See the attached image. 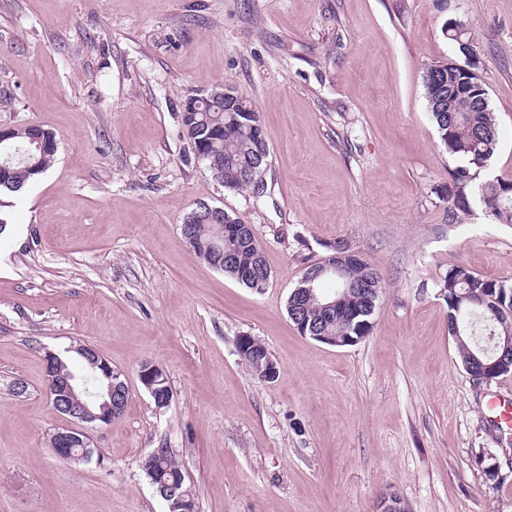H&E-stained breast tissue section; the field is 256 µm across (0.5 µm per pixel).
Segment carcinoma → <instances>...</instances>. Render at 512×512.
<instances>
[{
  "label": "carcinoma",
  "instance_id": "1",
  "mask_svg": "<svg viewBox=\"0 0 512 512\" xmlns=\"http://www.w3.org/2000/svg\"><path fill=\"white\" fill-rule=\"evenodd\" d=\"M424 94L431 119L441 143L448 154L465 162L448 172L444 192L448 200V223L456 224L481 207L487 215L501 224H512V181L484 179V163L495 153L498 145L496 115L491 106L480 105L489 97L484 80L464 72L451 58L430 65L423 76ZM196 118L202 124L224 129L211 142L194 138L190 144L195 154L205 153V163L213 178L224 189L261 195L262 187L247 180L239 165L255 163L266 166L269 152L264 128L257 111L243 113L233 100L218 96L204 102ZM35 128L31 125L16 129L11 147L0 146V162L5 152L13 154L10 174L0 179V191L18 192L37 174L30 168L25 155ZM184 225L192 236L210 238V224L203 212L189 215ZM352 275L357 289L336 308L311 306L299 311L302 319L328 336H367L381 288L380 275L364 259L353 263ZM440 288L448 293V331L454 334L456 324L466 320L467 327L459 328L462 342L457 351L465 370L479 379L480 365L473 358L477 347L492 336L512 332V283L507 280H488L465 266H453ZM455 292H450V289ZM162 456L154 458L155 476L166 482H180L185 477L172 449H161Z\"/></svg>",
  "mask_w": 512,
  "mask_h": 512
}]
</instances>
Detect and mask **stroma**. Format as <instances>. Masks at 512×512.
Returning a JSON list of instances; mask_svg holds the SVG:
<instances>
[{"mask_svg":"<svg viewBox=\"0 0 512 512\" xmlns=\"http://www.w3.org/2000/svg\"><path fill=\"white\" fill-rule=\"evenodd\" d=\"M470 29L497 116L493 176L512 180V0H0V127L52 131L53 165L0 193V512H166L140 462L171 448L197 512H512V428L486 408L448 334L450 266L512 279V224L448 221L458 165L423 74ZM233 87L270 148L261 196L225 191L182 133L184 100ZM252 225L272 278L255 291L201 260L181 226L200 203ZM381 275L370 334L301 335L286 303L337 243ZM258 339L277 381L236 342ZM93 346L128 389L91 461L49 444L66 426L44 356ZM165 372L157 408L141 364ZM23 380L26 394L12 384Z\"/></svg>","mask_w":512,"mask_h":512,"instance_id":"obj_1","label":"stroma"}]
</instances>
